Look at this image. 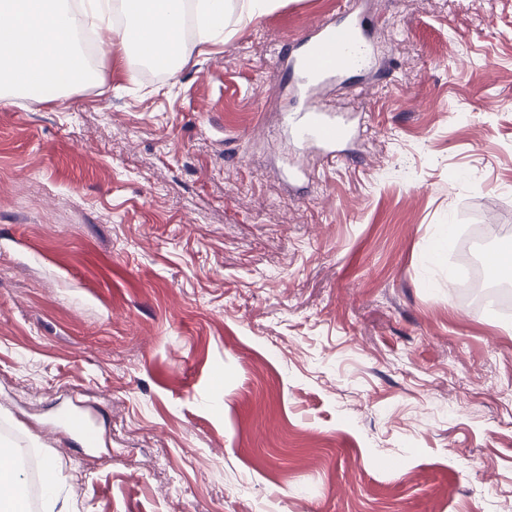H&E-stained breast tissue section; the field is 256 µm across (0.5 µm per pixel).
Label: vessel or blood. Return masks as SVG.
<instances>
[{"mask_svg": "<svg viewBox=\"0 0 512 512\" xmlns=\"http://www.w3.org/2000/svg\"><path fill=\"white\" fill-rule=\"evenodd\" d=\"M373 56L369 21L360 0H346L335 18L313 26L296 47L281 48L275 66L289 77L298 102V146L317 149L332 161L346 159L347 145L357 137L359 126L336 119L313 92L322 83L366 69Z\"/></svg>", "mask_w": 512, "mask_h": 512, "instance_id": "b4317fda", "label": "vessel or blood"}]
</instances>
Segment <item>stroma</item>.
Returning a JSON list of instances; mask_svg holds the SVG:
<instances>
[{
    "instance_id": "stroma-1",
    "label": "stroma",
    "mask_w": 512,
    "mask_h": 512,
    "mask_svg": "<svg viewBox=\"0 0 512 512\" xmlns=\"http://www.w3.org/2000/svg\"><path fill=\"white\" fill-rule=\"evenodd\" d=\"M365 3L369 131L294 181L273 51L342 0L0 104V436L58 512H512V315L448 290L512 236V0Z\"/></svg>"
}]
</instances>
